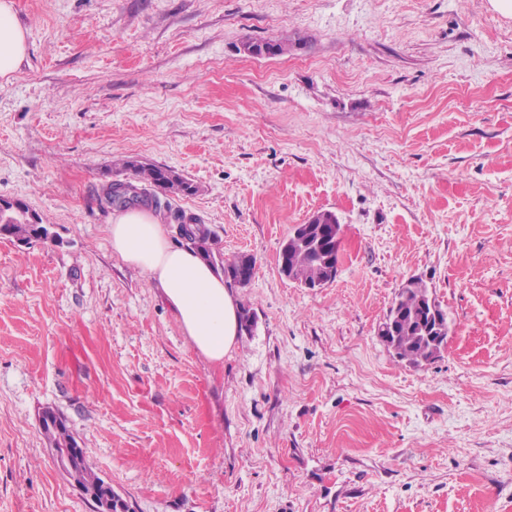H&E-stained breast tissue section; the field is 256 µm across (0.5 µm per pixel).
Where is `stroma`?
<instances>
[{
    "label": "stroma",
    "instance_id": "obj_1",
    "mask_svg": "<svg viewBox=\"0 0 512 512\" xmlns=\"http://www.w3.org/2000/svg\"><path fill=\"white\" fill-rule=\"evenodd\" d=\"M0 199V512H98L41 429L65 422L130 512H512V18L490 0H13ZM299 40L256 57L247 41ZM134 160L194 195L256 326L208 363L112 250ZM342 226L308 290L280 248ZM448 314L431 363L377 326L409 277ZM15 208L14 203L0 201V232L14 237L19 241L30 243L32 240L47 241L51 239L50 231L47 222L44 223L42 217H38L34 223H29L22 218H16L10 224H4L9 218H4L5 213H9L12 208Z\"/></svg>",
    "mask_w": 512,
    "mask_h": 512
}]
</instances>
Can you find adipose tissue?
Listing matches in <instances>:
<instances>
[{
    "label": "adipose tissue",
    "instance_id": "adipose-tissue-1",
    "mask_svg": "<svg viewBox=\"0 0 512 512\" xmlns=\"http://www.w3.org/2000/svg\"><path fill=\"white\" fill-rule=\"evenodd\" d=\"M26 50L27 33L11 0H0V78L18 69ZM108 231L113 251L148 275L193 349L210 363H222L239 335V306L223 273L193 249L173 245L149 210L117 213Z\"/></svg>",
    "mask_w": 512,
    "mask_h": 512
}]
</instances>
